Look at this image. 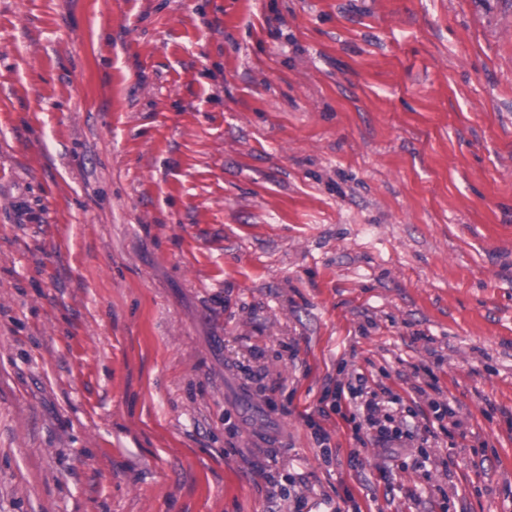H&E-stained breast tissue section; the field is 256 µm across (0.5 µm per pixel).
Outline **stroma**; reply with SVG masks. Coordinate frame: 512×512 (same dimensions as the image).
<instances>
[{"label": "stroma", "mask_w": 512, "mask_h": 512, "mask_svg": "<svg viewBox=\"0 0 512 512\" xmlns=\"http://www.w3.org/2000/svg\"><path fill=\"white\" fill-rule=\"evenodd\" d=\"M330 507L512 512V0H0V512ZM353 379L357 386L353 384ZM368 378L364 373L357 372L350 376L346 391L342 384H336L334 392V401L331 404L332 410L336 414H341L346 422L352 424V431L355 437L364 443L361 436L362 430L370 436L377 445L382 448H400L401 452L411 448V441L418 435L419 426L407 418H414L416 414L404 415L402 409V399L398 395H393L387 403L399 405L398 409L393 406L387 408L384 416L389 425L381 424L377 417L381 411V401L377 400L376 391L366 392ZM364 395H370L364 399ZM372 431V432H371ZM374 432V433H373Z\"/></svg>", "instance_id": "35a3bbf8"}]
</instances>
